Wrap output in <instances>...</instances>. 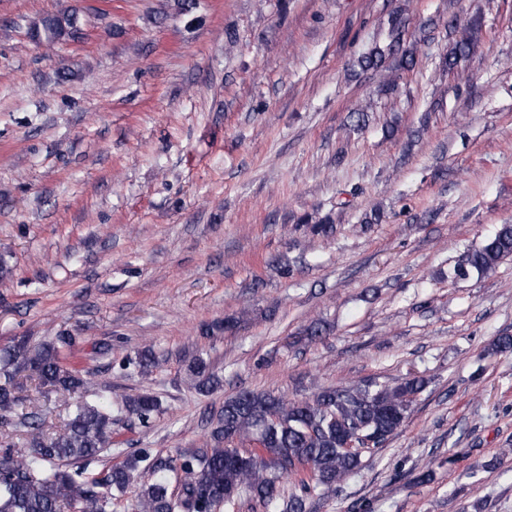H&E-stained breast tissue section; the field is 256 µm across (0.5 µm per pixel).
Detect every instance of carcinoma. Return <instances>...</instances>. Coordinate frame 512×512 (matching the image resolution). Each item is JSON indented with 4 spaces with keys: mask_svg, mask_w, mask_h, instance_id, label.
<instances>
[{
    "mask_svg": "<svg viewBox=\"0 0 512 512\" xmlns=\"http://www.w3.org/2000/svg\"><path fill=\"white\" fill-rule=\"evenodd\" d=\"M405 22L389 19L388 51L400 45ZM29 34L48 43L82 37L77 11L49 14L29 27ZM476 41L465 36L448 56V67L470 55ZM385 51L375 46L358 59L363 70L385 67ZM512 260V224H501L480 247L464 254L454 268L457 277L494 270ZM71 336H53L39 344L21 338L0 352V427L14 429L25 440L20 450L0 440V512H112V499L133 493L135 512H235L249 501L280 512H307L308 500L336 492L362 466L366 442L383 445L407 419L425 387L420 377L396 383L360 382L329 387L311 401H290L272 392L241 390L224 400L217 425L202 447L175 460L150 458L146 451L125 462L83 476L84 467L112 451V426L124 416L147 421L159 410L151 392L105 397L107 387L92 372L67 361L63 349ZM137 365L142 375L160 366L152 350ZM26 372L38 380L36 394L19 410L15 378ZM192 385L211 392L222 379L201 356L187 364ZM62 424L46 429L54 411ZM252 448L229 447L234 440ZM148 463L154 479L137 482L140 463ZM284 475L299 477L291 491Z\"/></svg>",
    "mask_w": 512,
    "mask_h": 512,
    "instance_id": "1",
    "label": "carcinoma"
}]
</instances>
